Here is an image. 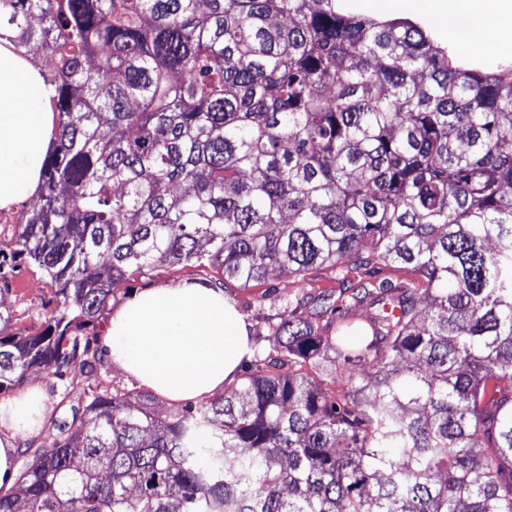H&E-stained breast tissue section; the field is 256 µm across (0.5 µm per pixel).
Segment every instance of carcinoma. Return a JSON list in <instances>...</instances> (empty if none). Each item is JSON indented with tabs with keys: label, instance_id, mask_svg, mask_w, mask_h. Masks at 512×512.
I'll list each match as a JSON object with an SVG mask.
<instances>
[{
	"label": "carcinoma",
	"instance_id": "1",
	"mask_svg": "<svg viewBox=\"0 0 512 512\" xmlns=\"http://www.w3.org/2000/svg\"><path fill=\"white\" fill-rule=\"evenodd\" d=\"M6 42L57 113L14 254L60 305L0 312V391L101 361L83 329L158 264L336 294L222 398L84 392L0 512H512L511 67L336 0H0ZM330 355L341 392L284 370Z\"/></svg>",
	"mask_w": 512,
	"mask_h": 512
}]
</instances>
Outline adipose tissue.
<instances>
[{
	"instance_id": "1",
	"label": "adipose tissue",
	"mask_w": 512,
	"mask_h": 512,
	"mask_svg": "<svg viewBox=\"0 0 512 512\" xmlns=\"http://www.w3.org/2000/svg\"><path fill=\"white\" fill-rule=\"evenodd\" d=\"M497 0H431L437 23L471 50L512 46V16ZM37 72L0 47V209L36 193L55 115ZM104 344L112 364L169 402L204 400L237 377L249 354L248 324L218 290L194 282L147 288L111 316ZM39 386L0 402V486H13L14 439L45 421Z\"/></svg>"
}]
</instances>
